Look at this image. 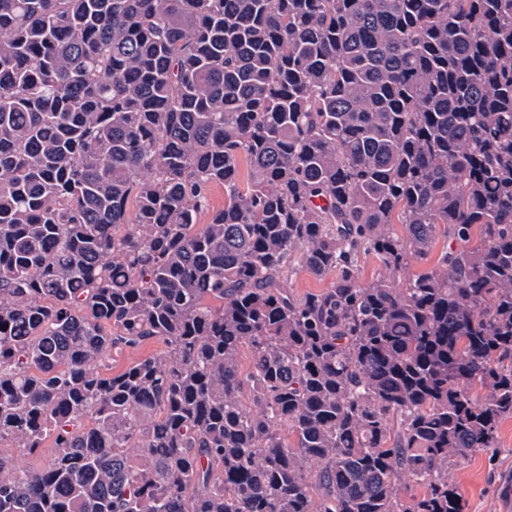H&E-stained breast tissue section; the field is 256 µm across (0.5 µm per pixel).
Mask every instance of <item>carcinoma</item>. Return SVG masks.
I'll use <instances>...</instances> for the list:
<instances>
[{
  "mask_svg": "<svg viewBox=\"0 0 512 512\" xmlns=\"http://www.w3.org/2000/svg\"><path fill=\"white\" fill-rule=\"evenodd\" d=\"M507 418L512 0H0V512H465ZM332 281V276L316 278L301 266H296L290 273L288 285L291 286L296 293L303 294L328 288ZM164 345L158 341H147L136 349H123L122 351L112 350V371H119L129 363L152 354L161 352Z\"/></svg>",
  "mask_w": 512,
  "mask_h": 512,
  "instance_id": "carcinoma-1",
  "label": "carcinoma"
}]
</instances>
